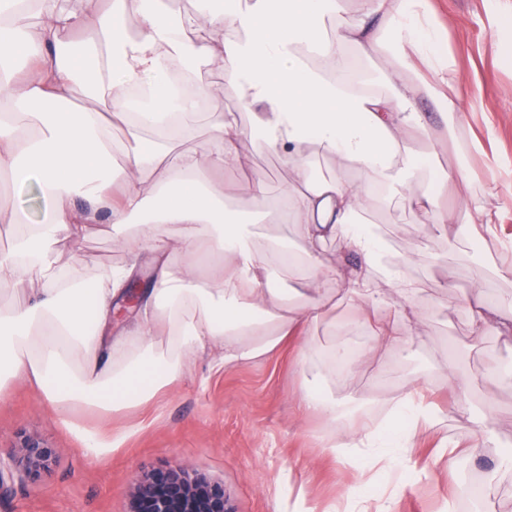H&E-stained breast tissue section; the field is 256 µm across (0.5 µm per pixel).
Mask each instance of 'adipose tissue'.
Returning <instances> with one entry per match:
<instances>
[{
    "mask_svg": "<svg viewBox=\"0 0 512 512\" xmlns=\"http://www.w3.org/2000/svg\"><path fill=\"white\" fill-rule=\"evenodd\" d=\"M199 3L181 13L139 0L132 17L128 0H0V178L36 181L43 201L34 219L0 209V223L15 230L11 251L0 254V292L15 298L0 306V398L22 376L65 413L142 403L182 374L189 354L210 351L217 370L263 357L306 336L340 302L367 321L375 351L406 356L424 314L422 283L403 269L422 255L412 245L393 252L369 213L396 206L429 215L448 234L461 221L476 238L494 234L493 193L460 192L446 203L470 170H449L429 187L412 147L431 134L420 100L452 117L464 110L454 62L439 49L445 28L422 0ZM214 29L223 37H211ZM76 31L84 43L71 42ZM211 65L251 122L211 113L209 150L178 149L200 102L224 95L225 86L201 78ZM118 121L127 127L119 147ZM248 139L290 172L276 197L253 171L251 211L295 225L301 247L282 238L257 244L251 225L224 217L215 176L240 167ZM320 158L334 162L328 177L315 172ZM103 223L120 231L127 261L90 283L63 264V248ZM330 241L356 264H324ZM145 253L152 280L124 308V285ZM293 273L307 288L296 298L277 286ZM467 308L473 330L493 324L512 337V301L488 298L482 280ZM121 313L129 324L113 331ZM387 403L411 431L442 422L415 394ZM397 444L365 421L327 446L388 467L386 450Z\"/></svg>",
    "mask_w": 512,
    "mask_h": 512,
    "instance_id": "ef3b65f1",
    "label": "adipose tissue"
}]
</instances>
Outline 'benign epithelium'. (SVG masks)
I'll use <instances>...</instances> for the list:
<instances>
[{
  "label": "benign epithelium",
  "mask_w": 512,
  "mask_h": 512,
  "mask_svg": "<svg viewBox=\"0 0 512 512\" xmlns=\"http://www.w3.org/2000/svg\"><path fill=\"white\" fill-rule=\"evenodd\" d=\"M11 466H0V489L6 481L35 478L55 450L34 440L20 446ZM127 512H233L224 483L187 467L144 468L131 481Z\"/></svg>",
  "instance_id": "1"
}]
</instances>
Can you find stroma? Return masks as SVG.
<instances>
[{
    "label": "stroma",
    "instance_id": "stroma-1",
    "mask_svg": "<svg viewBox=\"0 0 512 512\" xmlns=\"http://www.w3.org/2000/svg\"><path fill=\"white\" fill-rule=\"evenodd\" d=\"M427 2L447 28L444 49L459 71L467 110L450 120L421 101L431 138L418 148L437 152V172L452 163L471 170L474 193L495 189L500 220L494 239H471L467 226L458 225L451 247L431 218L399 209L373 214L395 249L412 243L441 256L437 264L405 269L425 284L426 321L412 355L366 359L345 377L330 373L320 360L323 353L339 344L356 350L371 343L369 327L342 304L303 342H288L257 360L215 371L209 354H191L183 375L163 392L111 415L85 407L60 413L27 381L16 379L0 400V458L9 459L27 438L56 454L37 482L9 483L0 493V512H126L130 483L142 467L185 463L222 481L234 512H304L312 506L323 512L343 491L358 487L366 465L359 456L336 459L328 438L363 417L386 419L384 409L369 403L377 393L400 395L421 385L445 416L443 433L416 436L396 449L395 467L373 471L371 483L360 487L369 512H455L476 475L482 478L479 512H512V468L500 465L512 454V386L488 379L491 368L512 366V341L492 327L475 335L465 309L473 278L512 242V29L493 23L497 15L512 18V0ZM475 140L482 151L472 150ZM241 153V167L224 173V206L236 213L249 209L246 185L253 170H262L277 191L289 180L288 166L277 155L248 141ZM113 236L111 225H95L65 248L64 259L93 279L101 266L123 259ZM301 352L308 357L303 367L296 361ZM453 373L470 380L467 403L471 415L487 418L488 437L477 435L471 416L455 412ZM306 389L335 399V421L298 408L296 398ZM386 421L392 430L403 426L398 419ZM84 429L97 434L104 450L86 448ZM445 436L462 443L449 459L439 451Z\"/></svg>",
    "mask_w": 512,
    "mask_h": 512
}]
</instances>
